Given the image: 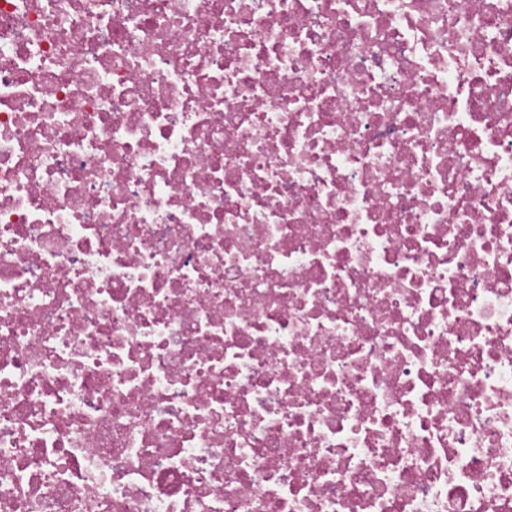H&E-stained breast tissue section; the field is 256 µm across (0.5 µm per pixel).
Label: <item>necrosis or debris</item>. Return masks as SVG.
Here are the masks:
<instances>
[{
    "label": "necrosis or debris",
    "instance_id": "necrosis-or-debris-1",
    "mask_svg": "<svg viewBox=\"0 0 512 512\" xmlns=\"http://www.w3.org/2000/svg\"><path fill=\"white\" fill-rule=\"evenodd\" d=\"M0 512H512V0H0Z\"/></svg>",
    "mask_w": 512,
    "mask_h": 512
}]
</instances>
